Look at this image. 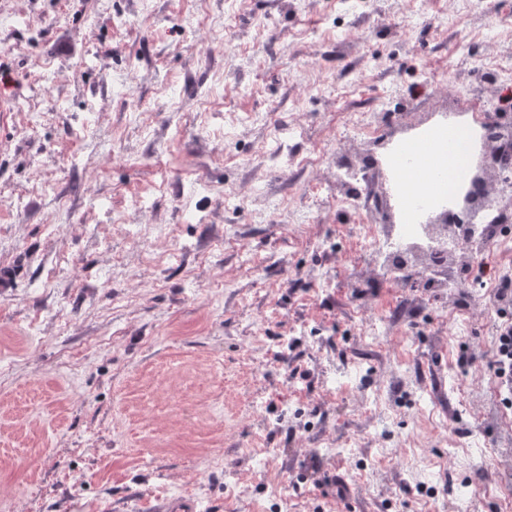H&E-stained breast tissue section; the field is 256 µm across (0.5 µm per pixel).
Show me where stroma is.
Returning <instances> with one entry per match:
<instances>
[{"instance_id":"stroma-1","label":"stroma","mask_w":512,"mask_h":512,"mask_svg":"<svg viewBox=\"0 0 512 512\" xmlns=\"http://www.w3.org/2000/svg\"><path fill=\"white\" fill-rule=\"evenodd\" d=\"M507 80L512 0H0V512H458L461 489L491 512L496 319L451 337L475 299L412 309L352 228L400 223L395 142L498 111Z\"/></svg>"}]
</instances>
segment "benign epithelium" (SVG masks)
<instances>
[{
	"label": "benign epithelium",
	"instance_id": "obj_1",
	"mask_svg": "<svg viewBox=\"0 0 512 512\" xmlns=\"http://www.w3.org/2000/svg\"><path fill=\"white\" fill-rule=\"evenodd\" d=\"M484 153L491 156L494 162L501 160V155L512 148V130L499 133L484 142ZM487 168L483 167L472 179L473 189L463 196L462 205L456 210H448L425 225L426 243H411L399 254L403 264L418 265L430 258L431 254L439 253L450 261H457L460 256L455 244L458 235L466 226L474 223L479 212L501 209L506 201L504 190L490 191L487 189Z\"/></svg>",
	"mask_w": 512,
	"mask_h": 512
}]
</instances>
